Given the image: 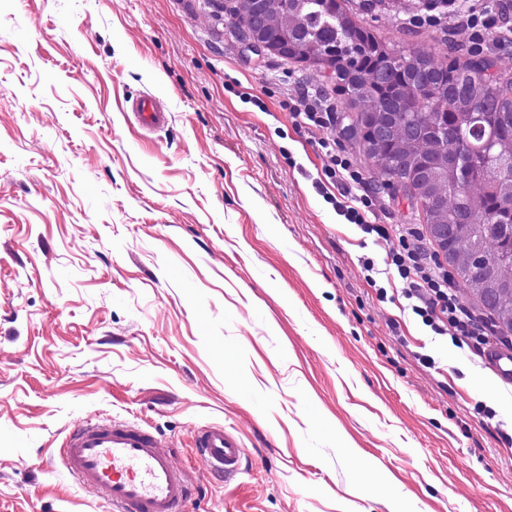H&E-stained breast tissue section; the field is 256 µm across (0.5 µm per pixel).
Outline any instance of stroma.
I'll use <instances>...</instances> for the list:
<instances>
[{"label": "stroma", "instance_id": "35a3bbf8", "mask_svg": "<svg viewBox=\"0 0 512 512\" xmlns=\"http://www.w3.org/2000/svg\"><path fill=\"white\" fill-rule=\"evenodd\" d=\"M223 2L0 0V512H107L59 453L99 416L176 449L190 512H512V382L378 299L384 248L320 192V139L368 168L333 81L249 51ZM426 2L348 8L468 48L409 24ZM304 93L329 128L299 127ZM212 423L246 450L228 484L191 446ZM167 110L158 98L144 95L132 102L131 113L143 129L153 132L163 128L168 122Z\"/></svg>", "mask_w": 512, "mask_h": 512}]
</instances>
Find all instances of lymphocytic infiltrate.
I'll return each mask as SVG.
<instances>
[{
  "label": "lymphocytic infiltrate",
  "mask_w": 512,
  "mask_h": 512,
  "mask_svg": "<svg viewBox=\"0 0 512 512\" xmlns=\"http://www.w3.org/2000/svg\"><path fill=\"white\" fill-rule=\"evenodd\" d=\"M320 146L328 159L324 174L338 188L337 194L328 195V202L361 233L378 242L387 240V227L371 221L373 199L356 193L365 182L362 171L337 154L335 140H321ZM384 264L400 279L407 309L433 335L449 338L458 348L472 346L484 351L495 343L492 319L461 303L451 274L439 257L427 250L420 229L399 228L398 245L387 251Z\"/></svg>",
  "instance_id": "obj_1"
}]
</instances>
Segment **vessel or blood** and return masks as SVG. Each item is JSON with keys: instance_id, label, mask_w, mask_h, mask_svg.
Instances as JSON below:
<instances>
[{"instance_id": "obj_1", "label": "vessel or blood", "mask_w": 512, "mask_h": 512, "mask_svg": "<svg viewBox=\"0 0 512 512\" xmlns=\"http://www.w3.org/2000/svg\"><path fill=\"white\" fill-rule=\"evenodd\" d=\"M131 113L150 132L168 122L166 108L152 95L134 100ZM486 360L500 378L512 380L511 351H490ZM194 446L214 476L240 474L244 449L234 430L221 424L201 427ZM60 454L79 485L95 490L112 512H186L193 496L177 454L152 431L128 421H86L68 433Z\"/></svg>"}]
</instances>
